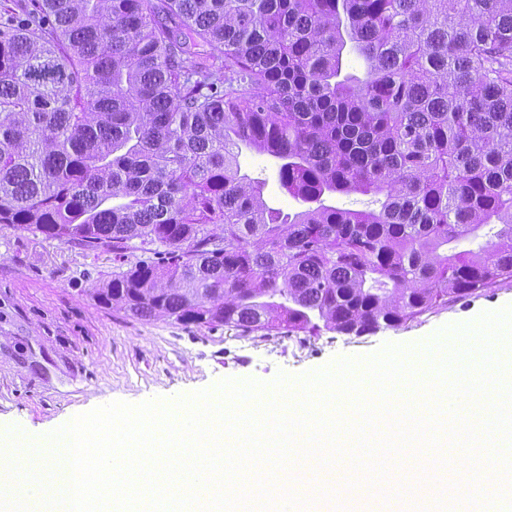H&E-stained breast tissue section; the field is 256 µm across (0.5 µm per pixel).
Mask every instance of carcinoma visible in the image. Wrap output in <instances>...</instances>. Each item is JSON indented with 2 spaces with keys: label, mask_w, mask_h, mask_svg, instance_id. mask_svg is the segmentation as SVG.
I'll use <instances>...</instances> for the list:
<instances>
[{
  "label": "carcinoma",
  "mask_w": 512,
  "mask_h": 512,
  "mask_svg": "<svg viewBox=\"0 0 512 512\" xmlns=\"http://www.w3.org/2000/svg\"><path fill=\"white\" fill-rule=\"evenodd\" d=\"M0 224L137 240L100 304L244 335L480 296L512 282V0H0ZM242 172L251 178L265 180L264 198L274 208L294 213L300 204L280 186L277 173V162L266 154L243 148L240 156Z\"/></svg>",
  "instance_id": "carcinoma-1"
}]
</instances>
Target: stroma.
Instances as JSON below:
<instances>
[{
    "mask_svg": "<svg viewBox=\"0 0 512 512\" xmlns=\"http://www.w3.org/2000/svg\"><path fill=\"white\" fill-rule=\"evenodd\" d=\"M240 164L264 180V198L293 213L300 204L278 181L277 162L243 150ZM89 250L44 234L0 224V427L42 435L77 415L121 401L139 404L214 388L221 380L271 382L321 369L337 356H369L384 344L411 345L444 327L512 305V283L426 313L397 328L364 336L331 331L293 343L286 330L269 337L141 319L100 305L95 291L113 273L143 260ZM385 512L380 492L318 499L307 512Z\"/></svg>",
    "mask_w": 512,
    "mask_h": 512,
    "instance_id": "35a3bbf8",
    "label": "stroma"
}]
</instances>
